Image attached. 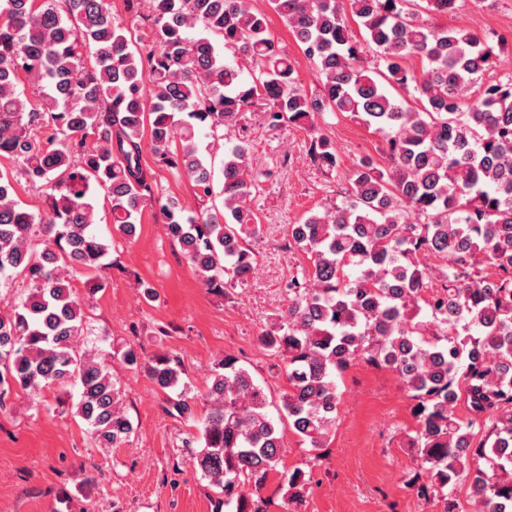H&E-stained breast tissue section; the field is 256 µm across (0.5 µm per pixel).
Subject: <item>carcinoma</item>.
<instances>
[{
    "label": "carcinoma",
    "mask_w": 512,
    "mask_h": 512,
    "mask_svg": "<svg viewBox=\"0 0 512 512\" xmlns=\"http://www.w3.org/2000/svg\"><path fill=\"white\" fill-rule=\"evenodd\" d=\"M145 1L153 47L144 60L105 0H0V156L44 188L49 205L36 219L15 199L13 173L0 172V278L29 283L12 312L0 314V407L13 394L70 386L96 446L118 448L134 431L108 361L77 346L85 314L69 276L101 270L110 249L92 230L91 185L104 191L112 223L128 239L144 203H157L167 236L202 285L222 295L255 270L247 239L262 225L249 207V144L224 150V206L192 216L155 192L141 164L144 141L205 198L214 168L198 154L195 125L228 133L255 105L273 126L349 113L385 134L387 166L362 160L342 204L290 225L289 243L310 269L290 280L286 307L260 336L281 361L287 390L273 405L237 358L220 359L192 467L234 512H265L259 492L273 473L287 500H302L306 472L278 470L285 429L323 447L338 415L337 377L363 360L393 369L416 401L411 446L428 474L418 494L455 512L453 491L467 478L476 512H512V77L470 93L504 50L422 18L448 13L457 0H423L420 12L415 0H272L317 67L320 90L310 96L251 0L127 4L137 12ZM349 14L383 66L365 59ZM198 23L250 63V79L208 39L187 35ZM412 58L425 63L420 78L406 66ZM21 71L39 79L33 99L17 92ZM392 87L416 93L419 106ZM309 157L338 166L324 138L311 142ZM478 253L496 277L476 268ZM422 255L444 261L440 291L423 307ZM424 307L428 320L409 317ZM121 358L145 370L178 417H192L178 355L146 360L129 347ZM461 400L472 415L466 421L454 415ZM480 419L490 428L475 444Z\"/></svg>",
    "instance_id": "obj_1"
}]
</instances>
